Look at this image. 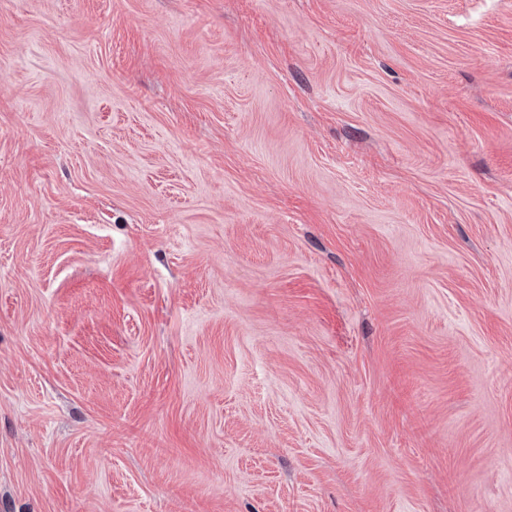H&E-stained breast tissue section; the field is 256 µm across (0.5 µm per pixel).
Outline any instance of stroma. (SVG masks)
Wrapping results in <instances>:
<instances>
[{
	"instance_id": "obj_1",
	"label": "stroma",
	"mask_w": 512,
	"mask_h": 512,
	"mask_svg": "<svg viewBox=\"0 0 512 512\" xmlns=\"http://www.w3.org/2000/svg\"><path fill=\"white\" fill-rule=\"evenodd\" d=\"M0 512H512V0H0Z\"/></svg>"
}]
</instances>
